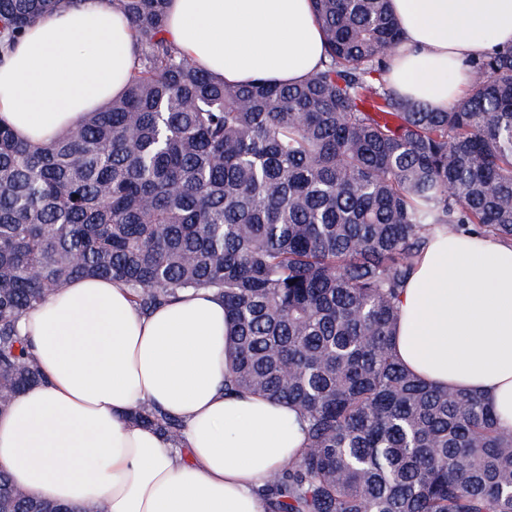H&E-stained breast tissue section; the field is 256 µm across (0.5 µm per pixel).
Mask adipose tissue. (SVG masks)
I'll return each mask as SVG.
<instances>
[{
  "mask_svg": "<svg viewBox=\"0 0 512 512\" xmlns=\"http://www.w3.org/2000/svg\"><path fill=\"white\" fill-rule=\"evenodd\" d=\"M402 42L384 81L447 110L470 60L512 46V0H390ZM169 38L229 84L299 83L325 60L311 0H168ZM138 48L112 0H80L0 58V119L34 145L122 94ZM394 351L417 377L482 396L512 427V241L435 230L400 290ZM43 378L0 412V471L72 512H268L269 475L307 444L290 405L226 393L230 320L208 290L142 312L80 277L20 319ZM181 421V442L135 421Z\"/></svg>",
  "mask_w": 512,
  "mask_h": 512,
  "instance_id": "adipose-tissue-1",
  "label": "adipose tissue"
}]
</instances>
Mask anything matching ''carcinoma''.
Listing matches in <instances>:
<instances>
[{
  "label": "carcinoma",
  "instance_id": "1",
  "mask_svg": "<svg viewBox=\"0 0 512 512\" xmlns=\"http://www.w3.org/2000/svg\"><path fill=\"white\" fill-rule=\"evenodd\" d=\"M78 0H0V54ZM138 53L123 95L34 147L0 120V409L42 374L19 321L83 275L148 311L224 299L231 386L296 407L307 447L272 512H512V428L393 355L396 300L437 228L512 239V48L435 112L378 76L389 0H313L323 68L228 84L166 36L167 0H112ZM134 419L179 441L178 421ZM0 512H61L0 472Z\"/></svg>",
  "mask_w": 512,
  "mask_h": 512
}]
</instances>
